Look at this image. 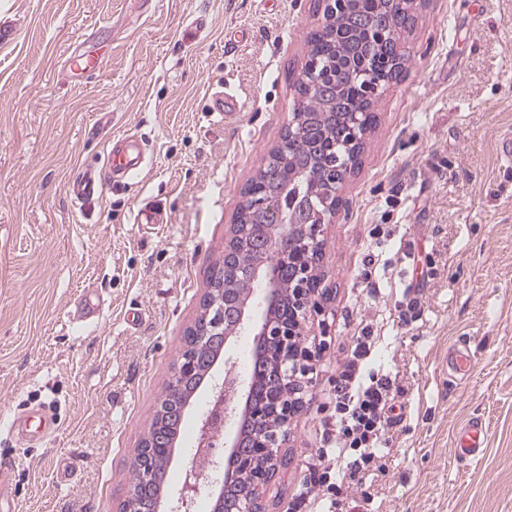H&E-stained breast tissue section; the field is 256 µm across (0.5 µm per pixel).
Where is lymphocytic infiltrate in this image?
I'll return each instance as SVG.
<instances>
[{
	"mask_svg": "<svg viewBox=\"0 0 512 512\" xmlns=\"http://www.w3.org/2000/svg\"><path fill=\"white\" fill-rule=\"evenodd\" d=\"M375 344L370 327H362L352 339V348L330 394L335 403L336 440L349 460L343 469H320L317 459L309 460V484L314 492L299 496L296 512L314 505L319 512H334L337 489L361 486L366 469L382 455L386 428L392 424L396 391L390 377L366 369L365 359Z\"/></svg>",
	"mask_w": 512,
	"mask_h": 512,
	"instance_id": "f902f5d3",
	"label": "lymphocytic infiltrate"
}]
</instances>
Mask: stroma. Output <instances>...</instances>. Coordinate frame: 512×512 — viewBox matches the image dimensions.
Segmentation results:
<instances>
[{
    "instance_id": "35a3bbf8",
    "label": "stroma",
    "mask_w": 512,
    "mask_h": 512,
    "mask_svg": "<svg viewBox=\"0 0 512 512\" xmlns=\"http://www.w3.org/2000/svg\"><path fill=\"white\" fill-rule=\"evenodd\" d=\"M320 18L318 0H0V22L18 30L0 47V418L48 405L60 421L30 448L0 430L18 512H118L126 500L130 460L224 263L240 190L292 113ZM404 45L324 229L326 313L306 325L326 349L262 512H288L301 491L363 320L401 411L386 470L337 512H512V164L499 152L512 131V0H419ZM82 53L103 65L70 79L67 60ZM224 91L234 104L219 115ZM124 137L143 141L146 164L75 204L72 180L102 170ZM147 203L164 217L151 230L136 222ZM462 341L470 362L455 374L448 354ZM213 395L201 388L187 411L171 488L188 465L224 456L189 451ZM474 418L485 450L462 461L456 437Z\"/></svg>"
}]
</instances>
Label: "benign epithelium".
Masks as SVG:
<instances>
[{
	"label": "benign epithelium",
	"instance_id": "benign-epithelium-1",
	"mask_svg": "<svg viewBox=\"0 0 512 512\" xmlns=\"http://www.w3.org/2000/svg\"><path fill=\"white\" fill-rule=\"evenodd\" d=\"M331 5V11L322 15L320 30L330 44L344 37L345 29L362 31L373 28L370 43L375 46L378 62L390 67L405 56L402 41L395 38L392 20L410 24L416 0H388V8L378 21H373L353 9V0H319V5ZM371 73L355 72L349 68L339 75H321L317 65L305 63L296 79V112L292 113L280 140L271 149L268 158L282 167L292 155L304 148V131L301 119L304 106L313 91L327 97L336 90V85L359 82L365 94H370ZM351 166L314 171L288 173L281 189L286 193L294 179L304 177L310 184L307 192L298 194L293 201L284 203L278 197L242 195L244 210L236 215L231 225L224 248V266L234 265L239 252V242L249 241L256 246L257 260L246 272L249 283H258L262 292V306L254 310L255 290L238 292L225 284L212 283L205 295L207 302L202 313L189 329L194 344L183 346L174 367L166 394L158 408H168L170 414L184 419L187 404L178 401L187 378L202 363L204 369L213 366L208 357L196 354L208 348L214 339L225 347L229 338L245 330L253 336V344L268 351L269 374L275 383L266 399L254 406L251 398V379L242 378L234 367L227 364L224 369V384L216 396L221 405L222 418L233 420L239 415L238 406L232 405L236 398L243 397L246 410L257 421L265 422L268 428L260 433L256 442L245 444L240 435H235L230 444V453L238 458L256 457L260 465L247 468L244 486L230 488L237 475L229 473L212 493V512H224V501L234 499V512H260L259 491L269 481L270 475L283 463L282 448L288 440L290 422L302 406L300 394L303 376L308 363L325 348V341L313 337L306 342L305 317L309 308L320 313L323 306L312 303L316 291L311 285L321 280L323 258V227L333 224L342 198L344 184ZM288 293L294 303V312L280 318L276 309L283 293ZM169 454L171 449L161 440L146 438L137 450L132 468L147 479L159 454ZM205 487L203 474L196 466L185 473V480L177 492L176 501L167 512H191L196 497Z\"/></svg>",
	"mask_w": 512,
	"mask_h": 512
}]
</instances>
